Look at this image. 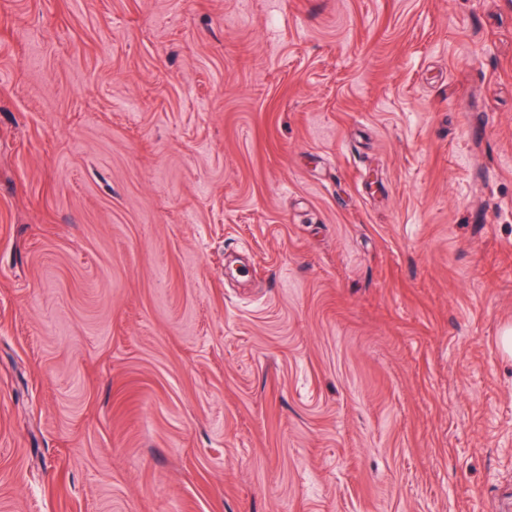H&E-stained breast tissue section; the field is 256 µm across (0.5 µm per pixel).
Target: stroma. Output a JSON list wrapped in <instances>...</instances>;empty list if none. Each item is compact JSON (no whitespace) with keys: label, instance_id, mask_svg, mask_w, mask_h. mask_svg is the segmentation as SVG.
<instances>
[{"label":"stroma","instance_id":"stroma-1","mask_svg":"<svg viewBox=\"0 0 512 512\" xmlns=\"http://www.w3.org/2000/svg\"><path fill=\"white\" fill-rule=\"evenodd\" d=\"M512 0H0V512H512Z\"/></svg>","mask_w":512,"mask_h":512}]
</instances>
